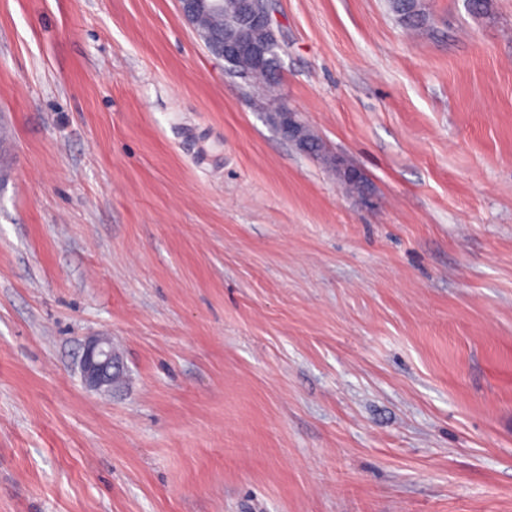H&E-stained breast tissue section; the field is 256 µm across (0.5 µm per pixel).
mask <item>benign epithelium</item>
I'll return each instance as SVG.
<instances>
[{
	"instance_id": "benign-epithelium-1",
	"label": "benign epithelium",
	"mask_w": 512,
	"mask_h": 512,
	"mask_svg": "<svg viewBox=\"0 0 512 512\" xmlns=\"http://www.w3.org/2000/svg\"><path fill=\"white\" fill-rule=\"evenodd\" d=\"M178 6L190 25L202 11L216 19L217 33L211 40V52L227 63L235 59L247 62L250 69L238 73L246 83L258 79L263 69L275 68L280 44L273 28L269 0H237L230 14L224 11V0H178ZM274 116L288 140L305 148L306 126L298 119V113L284 103ZM121 370L122 365L108 338L95 336L85 343L80 373L87 387L95 390L109 387Z\"/></svg>"
}]
</instances>
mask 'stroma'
I'll return each instance as SVG.
<instances>
[{
    "label": "stroma",
    "mask_w": 512,
    "mask_h": 512,
    "mask_svg": "<svg viewBox=\"0 0 512 512\" xmlns=\"http://www.w3.org/2000/svg\"><path fill=\"white\" fill-rule=\"evenodd\" d=\"M426 6L270 0L349 194L176 0H0V512H512V0ZM389 9L410 29H420L428 22L423 0H388ZM79 367L83 383L95 390L112 386L122 370L110 340L104 336L92 337L85 343Z\"/></svg>",
    "instance_id": "35a3bbf8"
}]
</instances>
